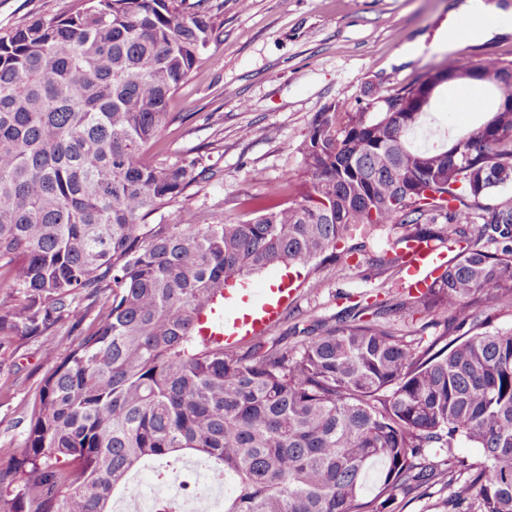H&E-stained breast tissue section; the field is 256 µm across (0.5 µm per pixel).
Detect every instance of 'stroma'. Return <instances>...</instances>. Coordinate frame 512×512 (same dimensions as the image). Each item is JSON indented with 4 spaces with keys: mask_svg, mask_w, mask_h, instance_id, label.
I'll use <instances>...</instances> for the list:
<instances>
[{
    "mask_svg": "<svg viewBox=\"0 0 512 512\" xmlns=\"http://www.w3.org/2000/svg\"><path fill=\"white\" fill-rule=\"evenodd\" d=\"M465 0H207L221 33L209 52L219 65L202 63L174 95L171 111L182 118L145 149L150 161L201 159L207 181L190 187L159 217L183 216L239 222L253 218L258 203L286 206L304 181L300 147L316 113L330 104L355 105L366 89L392 91L421 73L456 60L512 61V0H494L499 14L476 21L462 12ZM74 0H0V37L34 21L68 14ZM467 31L493 29L457 48L438 47L444 25ZM476 85L451 81L438 87L432 112L440 123L479 125L481 112L459 111L481 95ZM393 233L364 241L348 260L300 276V287L275 336L292 335L294 324L315 318L334 323L347 307L382 299L402 300V269L380 270ZM55 360L43 337L17 342L0 355V381L14 385L0 398V463L18 458L29 410Z\"/></svg>",
    "mask_w": 512,
    "mask_h": 512,
    "instance_id": "1",
    "label": "stroma"
}]
</instances>
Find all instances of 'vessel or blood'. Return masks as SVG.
<instances>
[{
  "label": "vessel or blood",
  "mask_w": 512,
  "mask_h": 512,
  "mask_svg": "<svg viewBox=\"0 0 512 512\" xmlns=\"http://www.w3.org/2000/svg\"><path fill=\"white\" fill-rule=\"evenodd\" d=\"M405 284L413 290L423 288L431 271L446 263L447 255L430 243H412L403 252ZM252 289L241 288L225 293L220 305L213 307L202 322L201 332L223 337L225 343L242 342L249 337L265 334L277 323L288 303L285 288H267L260 303H252Z\"/></svg>",
  "instance_id": "vessel-or-blood-1"
}]
</instances>
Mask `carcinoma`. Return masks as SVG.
<instances>
[{"instance_id":"cac0c4a2","label":"carcinoma","mask_w":512,"mask_h":512,"mask_svg":"<svg viewBox=\"0 0 512 512\" xmlns=\"http://www.w3.org/2000/svg\"><path fill=\"white\" fill-rule=\"evenodd\" d=\"M77 0L0 37V352L79 331L43 378L20 457L0 463V512H112L154 462L202 458L230 486L224 512H397L443 481L442 512H512V333L482 308L512 307V63L451 62L498 98L476 128L413 140L432 71L354 107L319 112L301 146V200L243 222L149 218L202 179L199 160L148 162L178 116L170 101L216 38L197 0ZM481 224L491 252L467 234ZM396 230L455 260L411 305L469 329L418 352L389 322L314 321L293 348L200 334L224 289L283 264L316 269ZM99 303L86 321L87 301ZM465 441L472 461L451 453ZM448 451L445 468L426 450Z\"/></svg>"}]
</instances>
